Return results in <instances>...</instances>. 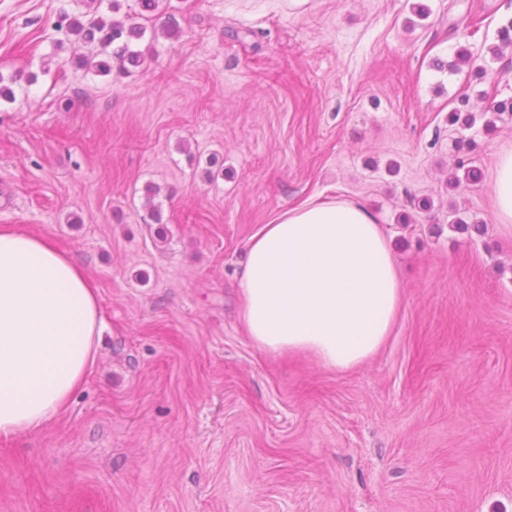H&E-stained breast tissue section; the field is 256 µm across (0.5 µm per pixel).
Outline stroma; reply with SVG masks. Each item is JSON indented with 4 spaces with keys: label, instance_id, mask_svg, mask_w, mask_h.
I'll return each mask as SVG.
<instances>
[{
    "label": "stroma",
    "instance_id": "obj_1",
    "mask_svg": "<svg viewBox=\"0 0 512 512\" xmlns=\"http://www.w3.org/2000/svg\"><path fill=\"white\" fill-rule=\"evenodd\" d=\"M120 4L146 30L129 74L70 64L63 15L107 6L0 0V225L49 237L104 317L67 409L0 438V512H512V113L485 125L512 0ZM460 163L481 181L451 188ZM330 196L378 217L403 288L347 370L261 351L239 316L251 236ZM493 198L497 222L510 226L512 223V148H505L498 155Z\"/></svg>",
    "mask_w": 512,
    "mask_h": 512
}]
</instances>
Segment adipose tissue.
Masks as SVG:
<instances>
[{
    "mask_svg": "<svg viewBox=\"0 0 512 512\" xmlns=\"http://www.w3.org/2000/svg\"><path fill=\"white\" fill-rule=\"evenodd\" d=\"M498 223H512V148L497 158ZM241 320L260 350L309 354L329 369L372 357L402 303L396 260L375 214L308 200L252 236L239 277ZM98 293L44 236L0 226V437L36 433L93 371Z\"/></svg>",
    "mask_w": 512,
    "mask_h": 512,
    "instance_id": "adipose-tissue-1",
    "label": "adipose tissue"
}]
</instances>
